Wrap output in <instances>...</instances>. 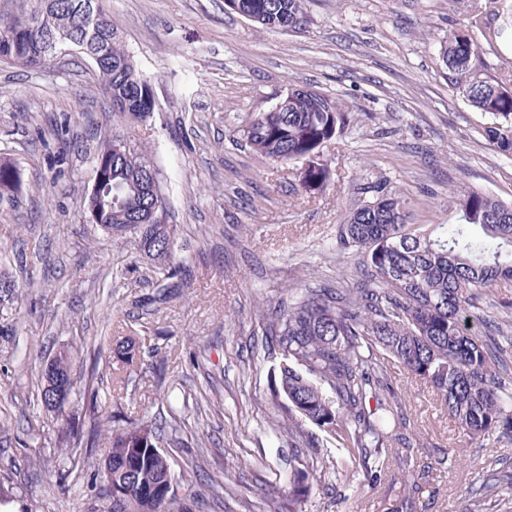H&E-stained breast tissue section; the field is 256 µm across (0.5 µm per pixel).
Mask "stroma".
<instances>
[{
  "label": "stroma",
  "mask_w": 512,
  "mask_h": 512,
  "mask_svg": "<svg viewBox=\"0 0 512 512\" xmlns=\"http://www.w3.org/2000/svg\"><path fill=\"white\" fill-rule=\"evenodd\" d=\"M485 0H309L299 32H272L225 11L224 0H110L156 107L132 134L149 148L176 226L188 288L155 308L147 263L89 220L96 152L125 126L90 62L0 64V158L24 170L15 205L0 206V276L19 296L0 335V512H89L101 482L96 452L80 464L55 448L37 383L55 355L72 359L73 392L95 387L100 428L160 422L174 471L197 468L201 512H241L286 490L299 450L271 396L278 361L262 346L265 318L293 288L364 271L336 249V227L376 187L404 194L421 229L452 224L471 190L512 203V158L484 137L491 119L452 85L440 43ZM309 85L351 116L323 149L330 177L299 192L298 167L245 148L240 130L289 88ZM512 281L477 301V336L512 324ZM134 344L133 364L115 350ZM428 473V512H464L475 472L501 453L496 436L469 439L431 391L389 367ZM451 451L447 466L438 450ZM360 492L327 505L313 482L298 512H383L390 476L358 477Z\"/></svg>",
  "instance_id": "1"
}]
</instances>
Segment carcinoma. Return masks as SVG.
Returning <instances> with one entry per match:
<instances>
[{"label": "carcinoma", "instance_id": "obj_1", "mask_svg": "<svg viewBox=\"0 0 512 512\" xmlns=\"http://www.w3.org/2000/svg\"><path fill=\"white\" fill-rule=\"evenodd\" d=\"M92 12L84 10L86 3ZM307 0H233L231 11L269 31L303 30L309 20ZM497 0L448 34L440 59L467 101L493 118L484 133L496 152L512 157V87L481 77L483 46L494 47L507 28L494 24ZM61 39L55 53L44 51L49 38ZM91 62L112 111L135 124L155 109L152 83L126 49L123 32L112 20L108 0H38L30 12L0 21V62L46 68L61 54ZM345 107L328 95L292 87L280 107L254 115L243 128L249 149L276 163L314 160L311 176H329L321 162L323 147L349 123ZM93 170L104 184L102 195L86 199L92 223L110 238L126 239L152 261L156 292L148 301L159 307L187 286L186 266L175 259L173 225L148 219L153 207L169 218L162 190L147 194L142 179L159 173L142 143L125 136L120 149L109 140L99 147ZM22 169L0 161V201L17 195L23 179L3 185ZM454 224H435L424 232L408 229L404 196L386 191L354 208L338 226L336 248L362 256L368 276L355 288L340 284L305 287L276 310L267 325L270 349L279 359L274 396L288 401L320 434L299 424L288 433L307 448H319V435L336 440L339 450L376 480L393 463L395 445H411L400 434L401 399L387 370L398 361L428 385L462 433L477 439L489 432L512 445V387L501 372L512 356V336L499 331L487 340L469 332L474 299L512 280V205L481 191L457 203ZM18 285L0 279V308L12 303ZM54 373L65 387L57 419H65L61 443L75 458L96 447L97 397L90 396L89 419L64 417L70 403L71 360L59 355ZM49 369L41 373L40 401L48 407L57 393L48 387ZM159 428L126 421L108 429L112 464V500L98 491L91 512H195L199 493L186 475L175 476L169 456L158 446ZM295 472L323 484L328 500L353 486L347 472L330 469V460L310 469L298 458ZM403 493L391 512H419L425 486L409 479L410 460H399ZM498 483L483 481L466 491L465 512H483ZM300 481L274 497L270 512H297Z\"/></svg>", "mask_w": 512, "mask_h": 512}]
</instances>
